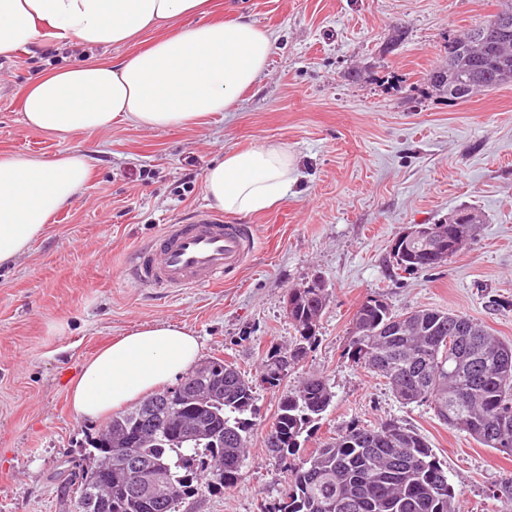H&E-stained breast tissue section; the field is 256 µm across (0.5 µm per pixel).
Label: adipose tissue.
Segmentation results:
<instances>
[{
  "label": "adipose tissue",
  "instance_id": "1",
  "mask_svg": "<svg viewBox=\"0 0 512 512\" xmlns=\"http://www.w3.org/2000/svg\"><path fill=\"white\" fill-rule=\"evenodd\" d=\"M208 0H0V56L41 33L80 48L123 45L161 31L149 48L119 62L91 60L40 75L25 90L27 128L64 137L119 123L147 130L197 122L232 108L265 72L276 39L244 16L183 27ZM296 162L276 143L226 151L204 173L212 205L228 215L259 214L285 199ZM87 155L51 159L0 155V266L38 239L52 217L88 184ZM200 344L188 330L145 325L87 361L70 389L81 418L96 419L171 383L192 366Z\"/></svg>",
  "mask_w": 512,
  "mask_h": 512
}]
</instances>
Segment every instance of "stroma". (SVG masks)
<instances>
[{
  "label": "stroma",
  "instance_id": "obj_1",
  "mask_svg": "<svg viewBox=\"0 0 512 512\" xmlns=\"http://www.w3.org/2000/svg\"><path fill=\"white\" fill-rule=\"evenodd\" d=\"M499 0H213L218 17L242 14L277 42L260 81L231 111L160 130L118 125L61 139L26 128L30 80L89 59L117 62L145 48L61 46L41 37L0 57V153L54 158L85 152L93 176L42 237L0 268V512H66L60 474L86 458L105 418L81 419L71 382L96 351L144 325L189 330L202 357L256 377L270 348L298 332L289 289L321 279L329 302L305 358L280 386H258V414L241 476L179 512H259L283 498L287 461L263 437L283 390L310 375L334 394L299 439L309 454L353 424L393 421L420 434L448 469L458 512H502L492 492L512 480V457L443 425L429 404H403L385 380L346 353L354 314L370 296L396 311L464 314L512 343V84L453 102L430 84L448 41L486 19ZM406 33L394 51V27ZM295 156L298 182L273 210L225 216L247 223L255 248L223 284L171 296L123 275L126 255L162 227L206 206L203 175L225 150L263 141ZM472 207L485 220L440 268L397 270L396 236Z\"/></svg>",
  "mask_w": 512,
  "mask_h": 512
}]
</instances>
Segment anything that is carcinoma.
<instances>
[{"label":"carcinoma","instance_id":"obj_1","mask_svg":"<svg viewBox=\"0 0 512 512\" xmlns=\"http://www.w3.org/2000/svg\"><path fill=\"white\" fill-rule=\"evenodd\" d=\"M512 16V0L466 33L448 41V65L434 72L431 85L451 101L479 89L512 83V34L494 25ZM482 29L480 41L471 38ZM328 290L298 288L286 300L299 338L288 350L297 364L314 337L313 318L326 308ZM353 321L365 336L350 333L348 355L357 366L387 380L406 405L427 403L451 429L484 448L512 454V344L464 314L433 308L396 312L366 298ZM269 353L257 381L271 387L284 374ZM181 377L193 385L165 388L153 397L175 399L181 410L162 413L147 428L138 404L118 413L91 438L93 453L78 477L65 479L68 512H179L185 500L207 490L234 486L243 467L256 414V384L220 358L203 361ZM333 393L326 380L308 376L284 392L273 427L282 446L270 449L283 460L300 449L299 437L328 409ZM160 473L166 483L146 492L142 484ZM447 470L425 439L395 422L377 428L352 425L288 469L284 497L262 512H455Z\"/></svg>","mask_w":512,"mask_h":512}]
</instances>
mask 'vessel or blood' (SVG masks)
<instances>
[{
    "label": "vessel or blood",
    "mask_w": 512,
    "mask_h": 512,
    "mask_svg": "<svg viewBox=\"0 0 512 512\" xmlns=\"http://www.w3.org/2000/svg\"><path fill=\"white\" fill-rule=\"evenodd\" d=\"M255 246L250 225L225 223L223 216L199 208L179 224L163 225L136 248L124 274L137 287L181 291L210 286L238 272Z\"/></svg>",
    "instance_id": "obj_1"
}]
</instances>
